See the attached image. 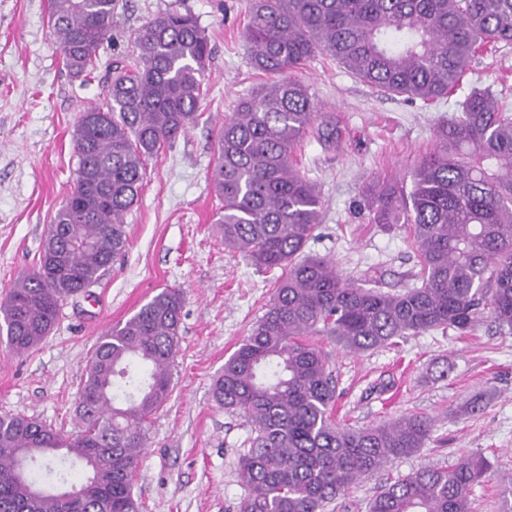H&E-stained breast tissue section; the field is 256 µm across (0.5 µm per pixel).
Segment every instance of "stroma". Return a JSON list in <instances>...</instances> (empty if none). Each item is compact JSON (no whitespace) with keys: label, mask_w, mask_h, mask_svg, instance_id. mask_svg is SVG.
I'll return each mask as SVG.
<instances>
[{"label":"stroma","mask_w":512,"mask_h":512,"mask_svg":"<svg viewBox=\"0 0 512 512\" xmlns=\"http://www.w3.org/2000/svg\"><path fill=\"white\" fill-rule=\"evenodd\" d=\"M171 9L194 14L210 39L202 115L149 159L140 196L125 215L126 249L112 267L64 302L38 346L16 353L0 339V414L31 417L66 436L77 432L76 403L99 336L162 289L181 290L173 391L151 420L133 494L140 512H236L247 494L238 457L251 429L215 403L211 388L274 292L271 274L225 248L210 181L225 115L271 80L252 67L242 39L246 0H117L113 39L88 79L64 64L49 25L50 0H0V302L38 265L51 219L74 187L72 132L80 110L97 102L107 63L132 54L142 25ZM297 76L322 114L297 152L322 198L308 253L350 277L372 267L384 287L406 283L418 270L415 251L404 230L372 223L359 206L364 190L383 178L410 181L435 145L437 124L460 110L473 87L490 88L512 109V47L476 54L461 87L428 105L381 95L321 54ZM329 124L336 138L325 137ZM314 342L336 378L340 424L416 414L435 420L424 448L353 485L326 512H368L378 488L398 476L449 468L471 453L493 465L471 491L472 512H499L500 480L512 474V331L487 315L465 336L432 330L361 354L327 336ZM474 399L480 411H467Z\"/></svg>","instance_id":"1"}]
</instances>
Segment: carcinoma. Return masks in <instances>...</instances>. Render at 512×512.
<instances>
[{
  "instance_id": "obj_1",
  "label": "carcinoma",
  "mask_w": 512,
  "mask_h": 512,
  "mask_svg": "<svg viewBox=\"0 0 512 512\" xmlns=\"http://www.w3.org/2000/svg\"><path fill=\"white\" fill-rule=\"evenodd\" d=\"M115 0H51L50 23L68 71L94 70L112 41ZM250 60L277 79L224 119L211 172L224 247L267 272L275 295L224 362L214 401L249 424L238 459L248 494L238 512H323L352 485L424 447L426 416L344 428L333 419L336 380L310 337L362 353L431 330H474L485 312L512 331V113L474 88L438 127L411 188L376 181L371 221L404 226L417 251L414 283L394 292L355 283L304 253L322 220L317 184L295 151L315 124L309 86L292 71L321 53L387 96L425 103L462 83L480 50L512 46V0H248ZM211 48L189 11L139 30L136 55L114 61L99 102L74 126V190L55 213L39 265L0 305V335L16 353L38 344L68 298L122 254L126 213L148 160L196 126ZM183 297L164 289L99 337L85 368L80 430L63 439L21 414L0 415V512H140L132 476L151 417L172 392ZM83 462L69 479L65 457ZM491 469L479 453L421 468L381 487L368 512H470Z\"/></svg>"
}]
</instances>
